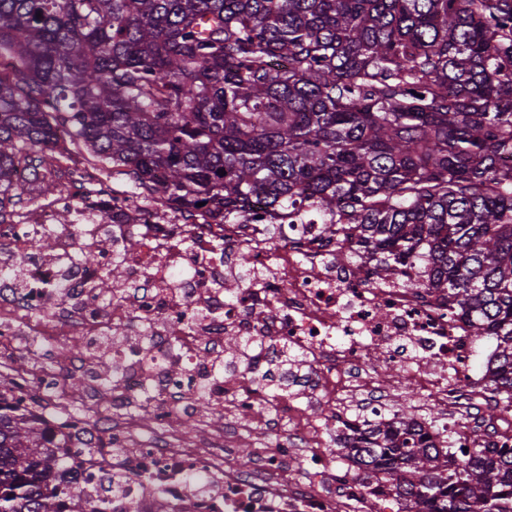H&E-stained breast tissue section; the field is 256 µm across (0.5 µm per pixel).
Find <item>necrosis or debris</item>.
<instances>
[{"label": "necrosis or debris", "instance_id": "obj_1", "mask_svg": "<svg viewBox=\"0 0 512 512\" xmlns=\"http://www.w3.org/2000/svg\"><path fill=\"white\" fill-rule=\"evenodd\" d=\"M77 199L64 194L30 221L0 223V367L18 385L14 405L36 411L73 450L71 480L91 495L113 483L117 512H156L162 503L171 512H344L371 498L389 503L386 492L370 494L352 474L337 475L333 440L295 400L331 413L358 391L372 422H385L393 368L422 402L449 409L432 432L439 446L512 445V409L484 418L492 386L475 368L468 317L430 291L407 288L422 276L416 264L383 282L370 264H337L350 243L327 224H282L274 239L258 219L180 224L163 206L135 211L119 196L110 202L116 223H56V209ZM46 233L54 238L49 253L35 245ZM130 240L138 248L128 253ZM86 250L93 266L78 260ZM116 262L124 277L107 298L94 282ZM235 276L242 284L226 295L224 281ZM22 335L52 356L81 341L86 354L66 366L82 378L83 395L69 392L55 365L31 372L11 361ZM228 336L249 338V370L219 377L213 362ZM370 344L384 352L379 366L364 359ZM285 346L306 370L293 394L271 401L257 379ZM102 349L118 371L111 386L95 361ZM201 398L224 420L208 439L190 441L177 424L199 421ZM145 405L156 419L142 440ZM247 436L256 465L244 470L224 457Z\"/></svg>", "mask_w": 512, "mask_h": 512}]
</instances>
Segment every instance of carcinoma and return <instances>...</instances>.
I'll return each instance as SVG.
<instances>
[{"mask_svg": "<svg viewBox=\"0 0 512 512\" xmlns=\"http://www.w3.org/2000/svg\"><path fill=\"white\" fill-rule=\"evenodd\" d=\"M182 215L330 224L380 280L411 261L494 341L512 407V0H0V219L57 132ZM225 170V174L218 170ZM203 206H197V203ZM123 275H102V295ZM227 361L249 341L224 337ZM0 375V512H114L69 481ZM400 429L339 449L410 512H512V447L461 461Z\"/></svg>", "mask_w": 512, "mask_h": 512, "instance_id": "cac0c4a2", "label": "carcinoma"}]
</instances>
